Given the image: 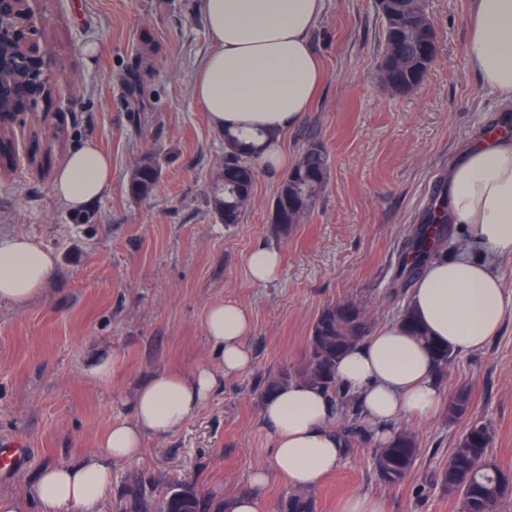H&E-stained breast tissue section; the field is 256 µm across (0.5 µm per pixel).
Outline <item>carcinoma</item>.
I'll return each instance as SVG.
<instances>
[{"label": "carcinoma", "mask_w": 512, "mask_h": 512, "mask_svg": "<svg viewBox=\"0 0 512 512\" xmlns=\"http://www.w3.org/2000/svg\"><path fill=\"white\" fill-rule=\"evenodd\" d=\"M377 10L382 20L384 45L377 63L379 78L392 92L408 94L422 84L433 65L432 58L423 57V42L427 34L437 39L434 22L425 0H377ZM260 152V136L224 133V170L230 174L224 176L222 188L211 196V204L226 224L240 223L243 202L251 196L257 174L253 159ZM327 173L328 160L323 147L316 140H309L272 201L271 220L276 232L288 233L292 225L314 208ZM159 175L158 164L145 163L132 173L129 190L134 195L145 196ZM444 185L445 180L438 182L419 222L403 237L402 259L392 279L396 294L409 291L422 268L441 254L450 237ZM363 313L362 306L351 300L324 307L311 326L304 365L267 377L261 389L265 397L291 382H304L323 390L345 420L341 432L347 443L361 432V426L357 425L360 412L356 398L337 380L336 365L350 349L369 337L371 324ZM398 323L409 335L427 345L436 360L439 378H445L448 365L455 359L451 349L428 336L408 305L402 309ZM452 397L455 401L448 404V422L470 417L469 393L457 390ZM484 435H491L489 427L473 422L436 475L441 491L459 501L460 512H495L498 503L512 493V473L501 470L489 458L490 443L483 441ZM420 451L414 431L395 430L383 447L371 449L379 480L389 487L405 483ZM133 508L135 512H211L212 505L192 487L177 483L158 499L153 491L141 488ZM284 508L285 512H315V503L309 493L293 492Z\"/></svg>", "instance_id": "1"}]
</instances>
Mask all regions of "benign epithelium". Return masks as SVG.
<instances>
[{"label": "benign epithelium", "mask_w": 512, "mask_h": 512, "mask_svg": "<svg viewBox=\"0 0 512 512\" xmlns=\"http://www.w3.org/2000/svg\"><path fill=\"white\" fill-rule=\"evenodd\" d=\"M36 36L29 0H0V74L18 76L0 85V123L16 119L21 99L42 97L56 82L47 63L49 50Z\"/></svg>", "instance_id": "1"}]
</instances>
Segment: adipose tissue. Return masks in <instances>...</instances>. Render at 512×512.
I'll list each match as a JSON object with an SVG mask.
<instances>
[{"label":"adipose tissue","mask_w":512,"mask_h":512,"mask_svg":"<svg viewBox=\"0 0 512 512\" xmlns=\"http://www.w3.org/2000/svg\"><path fill=\"white\" fill-rule=\"evenodd\" d=\"M324 6V0H204L213 48L194 95L215 128L262 134L264 150L256 165L269 177L287 167L283 138L305 118L325 80L311 44ZM467 57L484 86L512 101V0H473ZM446 182L448 221L464 235L465 245L427 265L409 303L430 336L467 354L498 336L512 314V295L494 269L497 260L512 257V125L494 124L467 144L449 166ZM111 184L112 159L89 140L58 169L52 194L78 212ZM56 268L53 250L26 236L0 237V301L28 307ZM204 326L216 366L154 374L130 398V419L108 425L96 451L43 467L24 494H0V512H29L34 504L41 512H101L113 463L140 456L148 437L175 433L225 378L250 369L253 359L244 340L252 321L242 305L213 304ZM336 372L356 397L376 447L388 442L399 421L431 417L441 403L430 354L396 324L354 347ZM333 414L329 397L302 382L266 398L260 422L271 436L273 467L254 470L248 491L225 499L224 512H264L271 474L308 490L336 471L345 448Z\"/></svg>","instance_id":"ef3b65f1"}]
</instances>
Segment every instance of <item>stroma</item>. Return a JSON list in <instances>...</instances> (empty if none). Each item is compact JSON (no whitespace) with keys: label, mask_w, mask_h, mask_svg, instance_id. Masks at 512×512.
Instances as JSON below:
<instances>
[{"label":"stroma","mask_w":512,"mask_h":512,"mask_svg":"<svg viewBox=\"0 0 512 512\" xmlns=\"http://www.w3.org/2000/svg\"><path fill=\"white\" fill-rule=\"evenodd\" d=\"M472 0H426L438 58L422 86L398 96L376 71L381 21L376 0H325L313 45L326 79L284 147L298 158L308 139L328 157L327 181L301 224L277 234L269 220L278 180L258 177L240 223H222L210 196L224 165V135L194 98L213 44L202 0H34L38 35L63 72L52 97L0 138V235L51 248L57 272L20 310L0 302V448L27 451L0 468V491L23 492L40 468L96 448L110 423L129 419L136 388L166 368L211 363L204 320L232 300L247 308L254 362L225 379L173 435L148 438L143 453L112 466L103 512H132L131 492L186 483L213 503L248 488L270 464L259 424L264 379L306 360L317 314L348 299L373 328L393 323L407 299L392 293L400 243L427 207L462 146L489 124L512 121L466 56ZM96 141L112 157V187L94 220L75 224L51 183L69 152ZM155 157L161 176L147 196L128 190L133 169ZM261 245L283 258L276 280L257 284L248 254ZM108 363L111 374L92 371ZM466 389L472 418L444 412L408 421L421 453L407 482L383 484L367 443L348 447L336 473L313 490L315 512H339L354 494L383 497L389 512H458L432 477L470 421L493 431L489 453L512 472V316L484 349L456 356L443 394Z\"/></svg>","instance_id":"stroma-1"}]
</instances>
